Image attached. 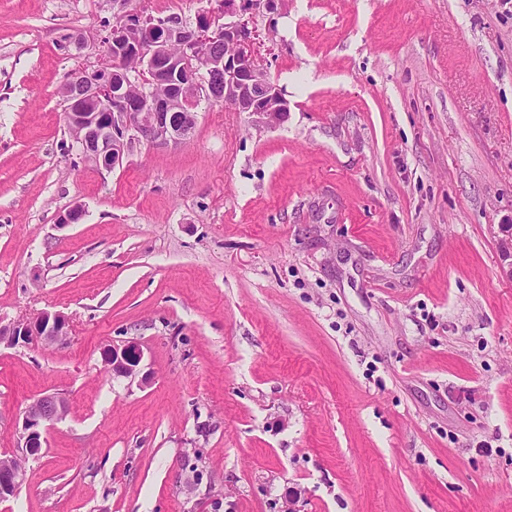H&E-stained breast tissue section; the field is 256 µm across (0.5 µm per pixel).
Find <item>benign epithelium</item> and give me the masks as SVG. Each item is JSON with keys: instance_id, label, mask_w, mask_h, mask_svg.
<instances>
[{"instance_id": "benign-epithelium-1", "label": "benign epithelium", "mask_w": 512, "mask_h": 512, "mask_svg": "<svg viewBox=\"0 0 512 512\" xmlns=\"http://www.w3.org/2000/svg\"><path fill=\"white\" fill-rule=\"evenodd\" d=\"M286 0H224L228 21L213 30L208 14L196 26L159 21L143 11L126 10L108 35L109 53L93 65L73 69L59 94L65 103L71 148L107 171L141 143H178L196 124L201 100L226 102L245 112L258 127H272L287 116V101L257 58L255 31L249 15L260 7L274 12ZM181 53H172V47ZM500 271L512 281V221L499 225ZM69 319L44 311L32 320L0 324V346L33 341L63 344ZM112 375L139 374L144 352L129 342L102 351ZM68 399L47 394L34 399L22 421L20 448L36 457L45 443L47 425L62 419ZM23 478L15 456L0 457V498L11 496Z\"/></svg>"}]
</instances>
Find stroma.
I'll return each instance as SVG.
<instances>
[{"instance_id":"obj_1","label":"stroma","mask_w":512,"mask_h":512,"mask_svg":"<svg viewBox=\"0 0 512 512\" xmlns=\"http://www.w3.org/2000/svg\"><path fill=\"white\" fill-rule=\"evenodd\" d=\"M119 11L0 0V321L71 328L0 349V455L33 398L69 400L0 512H512V15L257 11L285 121L204 100L106 171L59 90ZM498 229L500 271L503 277L512 281V219L507 224H499ZM69 333L70 323L65 315L44 311L32 320L0 324V347H16L33 341L64 344ZM104 363L113 376L132 378L139 374L144 352L136 342L112 346L102 351Z\"/></svg>"}]
</instances>
